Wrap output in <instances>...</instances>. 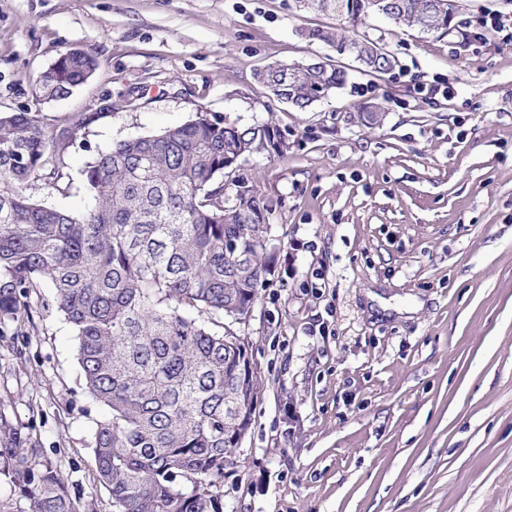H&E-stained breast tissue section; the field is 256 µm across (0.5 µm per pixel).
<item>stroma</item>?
Segmentation results:
<instances>
[{"instance_id": "35a3bbf8", "label": "stroma", "mask_w": 512, "mask_h": 512, "mask_svg": "<svg viewBox=\"0 0 512 512\" xmlns=\"http://www.w3.org/2000/svg\"><path fill=\"white\" fill-rule=\"evenodd\" d=\"M444 37L373 19L385 75L348 63L346 84L300 112L255 78L326 54L301 27L329 17L294 0H0V114L99 118L66 154L46 206L94 201L82 170L121 140L197 110L275 120L280 156L238 173L274 203L275 272L233 324L257 366L251 430L224 470L222 512H512V0H455ZM497 18L502 33L483 22ZM83 50L99 63L65 99L34 80ZM443 80L447 95L410 83ZM383 103L367 129L359 104ZM71 326L50 306L22 355L0 342V391L35 420L40 453L82 512H113Z\"/></svg>"}]
</instances>
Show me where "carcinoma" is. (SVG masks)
I'll return each instance as SVG.
<instances>
[{
  "label": "carcinoma",
  "instance_id": "obj_1",
  "mask_svg": "<svg viewBox=\"0 0 512 512\" xmlns=\"http://www.w3.org/2000/svg\"><path fill=\"white\" fill-rule=\"evenodd\" d=\"M304 13L335 20L302 36L353 56L358 31L381 12L399 28L433 19L448 33L446 0H308ZM392 56L364 68L387 74ZM98 67L66 51L35 81L40 100L68 96ZM274 100L304 110L346 82L334 63L274 61L257 73ZM378 103L357 108L377 124ZM99 112L58 126L40 112L0 115V329L34 322V295L53 289L78 338L84 389L105 408L94 430L98 474L115 512H221L232 442L224 407L243 351L224 345V320L244 317L273 272L267 238L273 201L230 178L255 152L280 156L288 142L273 120L242 126L206 112L164 131L119 141L82 171L94 208L70 212L28 194L61 178L65 155ZM227 177V186L213 187ZM28 512H80L32 429L0 401V480Z\"/></svg>",
  "mask_w": 512,
  "mask_h": 512
}]
</instances>
